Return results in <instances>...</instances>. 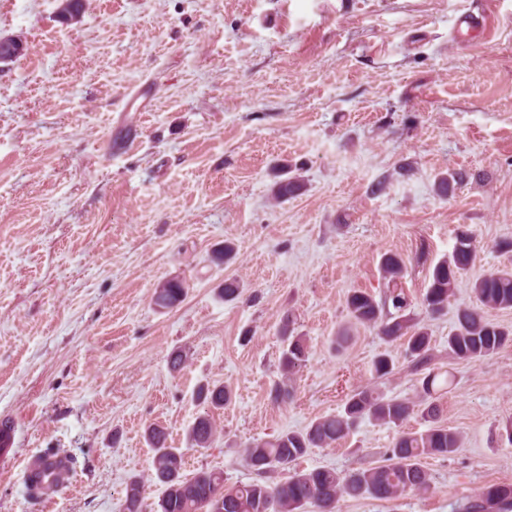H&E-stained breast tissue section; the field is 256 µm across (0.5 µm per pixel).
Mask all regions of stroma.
<instances>
[{"label": "stroma", "mask_w": 512, "mask_h": 512, "mask_svg": "<svg viewBox=\"0 0 512 512\" xmlns=\"http://www.w3.org/2000/svg\"><path fill=\"white\" fill-rule=\"evenodd\" d=\"M61 3L0 0V38L25 46L0 63V418L18 424L0 512H123L134 478L153 512L152 425L185 475L247 483L245 445L340 412L356 387L415 397L400 343L352 323L345 304L383 293L390 252L406 262L410 317L454 376L439 420L461 446L425 459L427 492L345 497L337 512H463L484 486L512 483V342L477 362L446 343L477 303L474 280L512 269V0L468 38L457 22L474 0H85L68 23ZM145 84L140 111H124ZM284 166L303 187L276 202ZM452 171L466 178L440 197ZM463 230L473 261L429 316L428 274ZM227 242L235 257L215 265ZM171 278L187 297L158 309L153 290ZM227 279L243 287L232 302L218 295ZM286 316L308 358L277 404ZM381 354L394 372L379 380ZM207 383L230 390L223 409L197 399ZM206 412L218 433L200 449L187 430ZM426 427L417 414L365 420L298 466L373 467L400 431ZM52 448L74 465L32 498L23 467Z\"/></svg>", "instance_id": "obj_1"}]
</instances>
